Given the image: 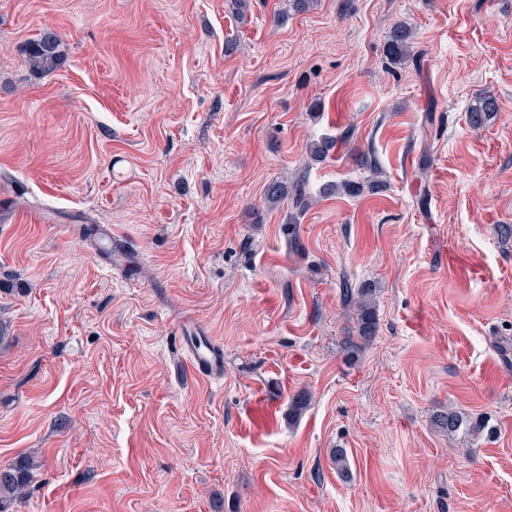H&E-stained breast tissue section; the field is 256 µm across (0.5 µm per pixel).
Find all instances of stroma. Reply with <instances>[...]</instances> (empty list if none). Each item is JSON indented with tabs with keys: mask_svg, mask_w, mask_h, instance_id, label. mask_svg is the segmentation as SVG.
<instances>
[{
	"mask_svg": "<svg viewBox=\"0 0 512 512\" xmlns=\"http://www.w3.org/2000/svg\"><path fill=\"white\" fill-rule=\"evenodd\" d=\"M401 23L418 60L394 68ZM301 175L292 224L265 190ZM345 181L362 193L322 196ZM502 224L512 0H0V467L33 464L6 512H512ZM347 284L376 290L354 354ZM187 324L223 377L187 372ZM448 408L494 435L440 433ZM26 56L34 73L53 72L59 66L62 57L59 36L51 30H44L27 43ZM496 112H498L496 98L492 95H484L471 108L469 122L474 128L480 129L494 117ZM117 243L112 236V227L110 225H101L96 235L95 241L90 243L91 251L100 259L104 260L112 267V260L117 262L118 253L113 246Z\"/></svg>",
	"mask_w": 512,
	"mask_h": 512,
	"instance_id": "obj_1",
	"label": "stroma"
}]
</instances>
